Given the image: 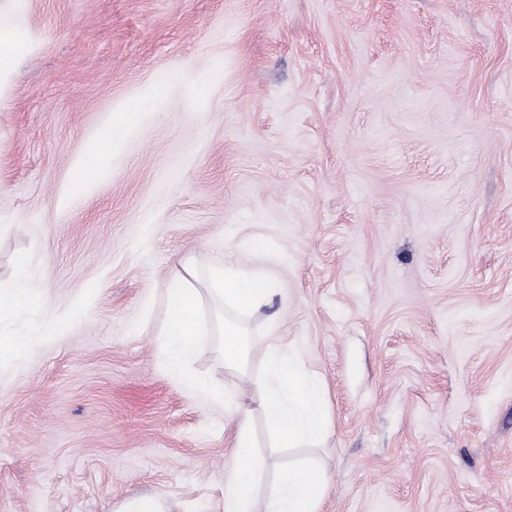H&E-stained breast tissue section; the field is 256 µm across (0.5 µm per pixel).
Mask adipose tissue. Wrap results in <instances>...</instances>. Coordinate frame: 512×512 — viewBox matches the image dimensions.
<instances>
[{"label": "adipose tissue", "mask_w": 512, "mask_h": 512, "mask_svg": "<svg viewBox=\"0 0 512 512\" xmlns=\"http://www.w3.org/2000/svg\"><path fill=\"white\" fill-rule=\"evenodd\" d=\"M171 316L164 330L168 367L188 391L223 399L220 383L194 376L188 367L203 337H217L225 371L246 379L249 404H238L228 420L234 432L233 460L224 473V512H320L328 490L325 472L309 461L280 471L265 497H257L258 481L267 461L254 450L253 422L262 414L267 438L275 448H312L328 434L330 416L325 385L306 370L300 353L277 338L278 322L266 324L260 370H252L255 351L249 320L270 307L279 290L273 274L261 267L235 263L199 269L186 263L168 283ZM43 282L27 266L14 280L0 285V312L22 315L43 301ZM61 323L49 318L27 335L0 339V364L20 361L34 346L59 336Z\"/></svg>", "instance_id": "1"}]
</instances>
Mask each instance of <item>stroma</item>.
Listing matches in <instances>:
<instances>
[{
  "label": "stroma",
  "mask_w": 512,
  "mask_h": 512,
  "mask_svg": "<svg viewBox=\"0 0 512 512\" xmlns=\"http://www.w3.org/2000/svg\"><path fill=\"white\" fill-rule=\"evenodd\" d=\"M0 25V281L23 261L46 295L0 337L64 324L0 368V512H224L225 407L163 352L191 259L277 278L327 389L321 512H512V0H0ZM191 370L245 399L215 342Z\"/></svg>",
  "instance_id": "1"
}]
</instances>
